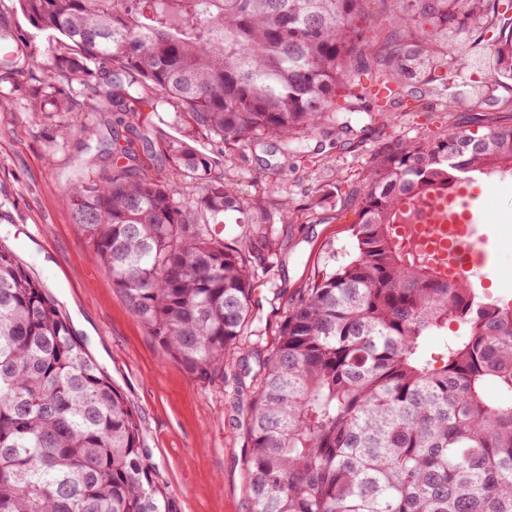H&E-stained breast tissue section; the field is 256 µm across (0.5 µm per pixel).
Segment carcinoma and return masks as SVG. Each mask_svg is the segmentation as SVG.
Segmentation results:
<instances>
[{
	"mask_svg": "<svg viewBox=\"0 0 512 512\" xmlns=\"http://www.w3.org/2000/svg\"><path fill=\"white\" fill-rule=\"evenodd\" d=\"M395 8L369 35L375 5ZM59 36L44 59L0 27V82L20 73L33 123L65 131L112 113L168 112L184 138L169 171L125 161L66 187L73 223L99 267L175 362L207 381L247 335L255 273L277 267L290 204L272 209L227 184L197 142L285 144L351 112L362 79L384 88L371 112L446 90L477 62L512 80L509 0H17ZM468 23L490 38L448 43ZM473 86L441 106L478 103ZM512 175V128L453 125L378 148L350 196L357 255L317 277L263 351L247 413L251 512H512V299L450 283L394 236L418 201L463 174ZM189 180V191L180 181ZM233 217L241 232L224 237ZM457 330L448 335V325ZM437 336L444 353L427 355ZM0 512H182L143 446L136 412L76 338L58 305L0 247Z\"/></svg>",
	"mask_w": 512,
	"mask_h": 512,
	"instance_id": "obj_1",
	"label": "carcinoma"
}]
</instances>
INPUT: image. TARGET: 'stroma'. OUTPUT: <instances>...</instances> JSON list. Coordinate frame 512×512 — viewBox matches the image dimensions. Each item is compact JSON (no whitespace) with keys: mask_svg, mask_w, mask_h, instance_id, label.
Wrapping results in <instances>:
<instances>
[{"mask_svg":"<svg viewBox=\"0 0 512 512\" xmlns=\"http://www.w3.org/2000/svg\"><path fill=\"white\" fill-rule=\"evenodd\" d=\"M460 82L479 85L484 98L501 100L502 108L450 116L410 103L379 114L350 112L345 116L349 130L342 134L331 118L288 149L267 136L217 153L236 187L274 184L278 198L288 199L295 211L292 222L278 227L282 250L274 281L255 278L251 327L258 335L244 337L245 346H273L282 313L296 293L319 271L354 255L350 228L357 220V205L349 189L360 184L374 149L390 141L437 136L451 123L481 133L512 127V109L506 106L512 100V81L499 83L474 68ZM11 105V111L0 112V245L12 249L56 298L87 350L137 412L144 446L183 512H250L243 462L249 393L239 379L243 349L235 351L210 383L192 378L169 356L93 261L92 244L81 226L73 224L64 200L67 184L99 163L103 125L68 133L66 147L58 148L51 140L57 127L25 121L24 101L15 99ZM180 134L171 122L141 112L129 134L140 169L167 168L159 142ZM318 192L325 194L324 203L308 209L309 198ZM480 216L489 226L497 255L487 292L494 299H511L512 187L500 190Z\"/></svg>","mask_w":512,"mask_h":512,"instance_id":"stroma-1","label":"stroma"}]
</instances>
